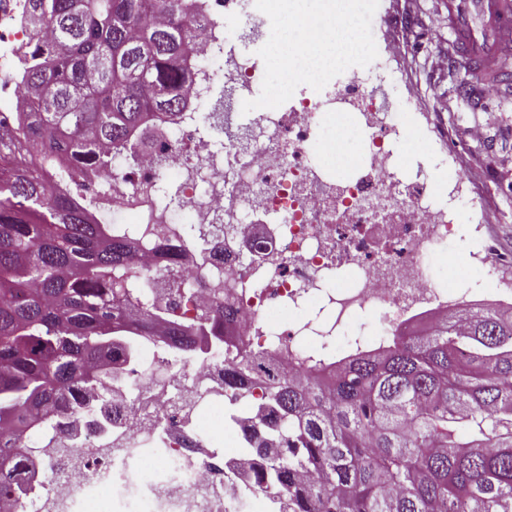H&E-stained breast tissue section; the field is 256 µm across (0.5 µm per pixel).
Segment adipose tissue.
<instances>
[{
    "instance_id": "obj_1",
    "label": "adipose tissue",
    "mask_w": 512,
    "mask_h": 512,
    "mask_svg": "<svg viewBox=\"0 0 512 512\" xmlns=\"http://www.w3.org/2000/svg\"><path fill=\"white\" fill-rule=\"evenodd\" d=\"M292 17L281 35L276 64L290 58L294 41L309 38L310 46L303 58V75L309 82L327 80L332 72L349 56L363 52L364 46L353 21L342 12L321 18L319 26H312V14L306 11L304 0H291Z\"/></svg>"
}]
</instances>
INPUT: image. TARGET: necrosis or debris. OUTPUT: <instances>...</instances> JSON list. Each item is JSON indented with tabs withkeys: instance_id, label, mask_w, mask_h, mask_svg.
<instances>
[{
	"instance_id": "obj_1",
	"label": "necrosis or debris",
	"mask_w": 512,
	"mask_h": 512,
	"mask_svg": "<svg viewBox=\"0 0 512 512\" xmlns=\"http://www.w3.org/2000/svg\"><path fill=\"white\" fill-rule=\"evenodd\" d=\"M238 0H192L186 18L197 33L200 65L189 98L205 101L211 75L205 64L225 56L228 92L249 87L260 68L252 58L225 55L224 19ZM28 0H0V112L17 111L23 88V54L33 43L26 24ZM343 120L368 131L369 157L341 182L323 180L310 165L321 148L317 134L322 101L301 102L292 112H261L246 133L224 141L223 152L201 136L192 111L156 114L149 126L164 135L135 156L115 150L108 167L84 176L63 170L74 199L93 198L100 216L121 212L137 229L138 246L152 275L176 278L191 294L181 311L218 302L229 289L231 325L284 368L297 366L309 337L343 335L369 317L385 326L378 339L359 337L357 350H381L394 327L417 332L449 311L478 307L481 281L505 282L508 272L492 239L477 260L482 280L461 273L439 283L426 274L457 225L448 205L421 178L401 179L393 161L398 135L360 80L347 77L337 93ZM171 158L180 182L181 206L192 224L208 229L198 246L180 248L169 209L157 197V157ZM320 304L325 319H304L305 303ZM276 309L293 312L275 324ZM178 381L198 404L193 418L212 427L196 433L172 430L165 450L155 451L150 417L169 411L164 381ZM76 427L85 465H64L60 452L44 449L58 428L38 425L28 441L31 465L19 478L14 512H85L99 490L134 501L139 512H256L259 499L246 487L261 459L252 448L265 424L257 408L243 409L225 394L224 364L210 359L185 367L153 353L138 357L122 382L106 381ZM237 438L234 451L212 456L223 428ZM56 479L46 483V471Z\"/></svg>"
}]
</instances>
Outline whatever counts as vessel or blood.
<instances>
[{
    "mask_svg": "<svg viewBox=\"0 0 512 512\" xmlns=\"http://www.w3.org/2000/svg\"><path fill=\"white\" fill-rule=\"evenodd\" d=\"M448 28L461 64L477 75L496 73L512 55V0H448Z\"/></svg>",
    "mask_w": 512,
    "mask_h": 512,
    "instance_id": "1",
    "label": "vessel or blood"
}]
</instances>
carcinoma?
Returning a JSON list of instances; mask_svg holds the SVG:
<instances>
[{"label":"carcinoma","instance_id":"carcinoma-1","mask_svg":"<svg viewBox=\"0 0 512 512\" xmlns=\"http://www.w3.org/2000/svg\"><path fill=\"white\" fill-rule=\"evenodd\" d=\"M37 36L25 112L0 118V504L26 466L20 444L37 421L81 414L112 361L134 357L159 307L144 299L134 247L94 224L56 179L134 152L152 114L187 107L195 33L184 0H31ZM424 336H394L328 376L300 363L290 376L243 336H215L224 307L195 310L224 356L240 401L275 409L260 481L272 512H512V313L461 310ZM180 360L204 350L172 337ZM160 417L164 432L188 421Z\"/></svg>","mask_w":512,"mask_h":512}]
</instances>
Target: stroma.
Wrapping results in <instances>:
<instances>
[{
  "instance_id": "obj_1",
  "label": "stroma",
  "mask_w": 512,
  "mask_h": 512,
  "mask_svg": "<svg viewBox=\"0 0 512 512\" xmlns=\"http://www.w3.org/2000/svg\"><path fill=\"white\" fill-rule=\"evenodd\" d=\"M243 9L226 17V49L248 54L270 65L280 30L254 29L257 0H242ZM353 19L365 45L331 80L312 84L278 83L275 76L256 81L234 99L232 121L248 122L256 106L292 111L305 97L324 99L334 82L357 75L377 102L387 104L401 129L394 152L403 172L423 174L448 201L461 236L449 239L430 261L433 280H447L451 266L477 271L470 252L484 235L485 222L496 225L498 242L512 250V193L498 181L512 182V88L484 96L477 77L456 59L444 0H355ZM422 112L445 122L448 153L434 152L424 126L415 121Z\"/></svg>"
}]
</instances>
